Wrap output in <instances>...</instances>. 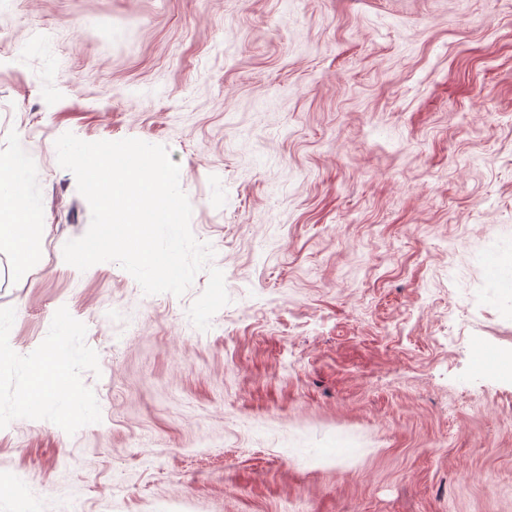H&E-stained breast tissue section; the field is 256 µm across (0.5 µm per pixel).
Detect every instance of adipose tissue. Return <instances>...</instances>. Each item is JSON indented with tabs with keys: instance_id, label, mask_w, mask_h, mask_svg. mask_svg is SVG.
Segmentation results:
<instances>
[{
	"instance_id": "ef3b65f1",
	"label": "adipose tissue",
	"mask_w": 512,
	"mask_h": 512,
	"mask_svg": "<svg viewBox=\"0 0 512 512\" xmlns=\"http://www.w3.org/2000/svg\"><path fill=\"white\" fill-rule=\"evenodd\" d=\"M0 199L10 202L20 218L16 224H0V242L24 250L28 234L46 231L42 195L32 179L24 150L0 156ZM34 360L31 356L5 358L0 354V368H8L13 374L17 396L9 401L0 400V422L22 417L31 412L26 393L33 379Z\"/></svg>"
}]
</instances>
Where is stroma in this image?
Returning <instances> with one entry per match:
<instances>
[{"label":"stroma","instance_id":"35a3bbf8","mask_svg":"<svg viewBox=\"0 0 512 512\" xmlns=\"http://www.w3.org/2000/svg\"><path fill=\"white\" fill-rule=\"evenodd\" d=\"M167 147L229 303L208 330L63 246L64 133ZM50 230L0 311L83 356L0 423V470L80 512H512V0H0V155ZM50 340L57 357L67 361H74L80 357L82 351L80 341L73 334H60L52 330ZM85 409V404L78 396H70L67 401L58 405L52 412L47 415L50 422L54 424H62L71 419L80 416Z\"/></svg>","mask_w":512,"mask_h":512}]
</instances>
